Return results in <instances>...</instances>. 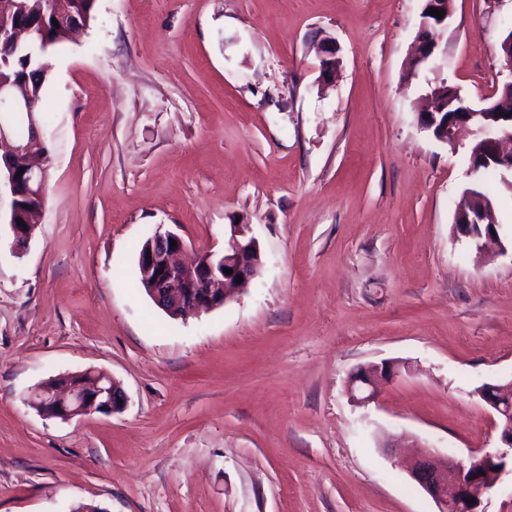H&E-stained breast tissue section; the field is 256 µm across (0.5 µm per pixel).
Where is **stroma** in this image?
<instances>
[{"label":"stroma","instance_id":"35a3bbf8","mask_svg":"<svg viewBox=\"0 0 512 512\" xmlns=\"http://www.w3.org/2000/svg\"><path fill=\"white\" fill-rule=\"evenodd\" d=\"M422 7L97 0L48 55L45 205L25 249L0 234V512H438L404 460L497 448L474 390L512 379V191L488 184L499 241L477 259L454 228L474 137L438 142L419 110L441 80L476 110L499 99L512 0H453L411 78ZM236 220L262 267L223 307L175 320L136 287L153 231L191 258ZM384 361L400 375L352 403ZM88 369L122 410L26 403ZM320 72L323 79L336 77V72L341 65V59L337 56L338 48L335 41L323 43L320 47ZM399 368L400 365L397 363H385L359 369L349 382L348 394L351 401L362 405L374 402L382 384L394 377Z\"/></svg>","mask_w":512,"mask_h":512}]
</instances>
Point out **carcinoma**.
Segmentation results:
<instances>
[{"instance_id": "obj_1", "label": "carcinoma", "mask_w": 512, "mask_h": 512, "mask_svg": "<svg viewBox=\"0 0 512 512\" xmlns=\"http://www.w3.org/2000/svg\"><path fill=\"white\" fill-rule=\"evenodd\" d=\"M30 9L14 19L15 25L34 31L36 40L32 49L0 50V73L20 81L21 91L32 95L35 105L41 106L49 92L50 71L46 56L59 51L69 40L68 27L54 26L52 19L57 17L55 9L46 0H28ZM68 9L78 15L84 26L95 20L96 0H67Z\"/></svg>"}]
</instances>
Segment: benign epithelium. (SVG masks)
<instances>
[{
  "mask_svg": "<svg viewBox=\"0 0 512 512\" xmlns=\"http://www.w3.org/2000/svg\"><path fill=\"white\" fill-rule=\"evenodd\" d=\"M23 7L25 0H3L0 3V49L12 41L19 40L29 30L10 26L6 20L7 9ZM444 11L438 19L427 13L429 8ZM420 32L447 28L452 10L448 0H424L421 11ZM440 40L420 37L415 40L413 60L420 64L433 60L439 51ZM341 65L336 42L329 41L320 47V72L324 79L336 77ZM441 87L434 85L428 94L430 109L421 113V125L435 134V139L454 143L460 129L476 127L478 148L472 154V171L483 168H498L512 173V82L505 85L501 101L479 110L465 107L458 112H446L438 108L435 98ZM21 111L33 115L35 109L30 101L21 98L13 84L0 78V112ZM42 142L34 134L26 144L8 147L0 155V178L9 187L10 195L27 196L41 200L46 173L40 167ZM24 169H18L19 165ZM482 187L475 184L467 188L454 215V224L463 234L471 238L475 249L484 246L482 239L493 238L497 218L491 199L481 194ZM35 209L26 218L24 225L7 217L5 225L13 237L14 246H25L32 239ZM177 246L170 247V241ZM186 244L181 236L172 231H160L150 240L145 252L139 256L150 297L169 314L188 317L223 306L234 292L244 288L255 275L254 269L260 258L256 238L249 236V225H229V238L224 253L206 251L190 263L178 260ZM229 269L232 274L224 273ZM243 277L237 282L236 277ZM397 363L369 365L359 369L350 379L348 394L356 404H369L378 397L382 384L399 371ZM91 378L51 388L43 383L31 389L26 402L46 415L69 421L77 416L93 413L112 414L124 404V394L116 382L107 374L89 370ZM475 394L491 409L494 430L498 434L500 447L494 451L472 450L466 458L448 455L441 458L424 450L409 464L407 471L418 486L438 505L439 512H487L485 495L491 491L508 465L512 452V381L507 383H484ZM476 503H470V500Z\"/></svg>",
  "mask_w": 512,
  "mask_h": 512,
  "instance_id": "1",
  "label": "benign epithelium"
}]
</instances>
